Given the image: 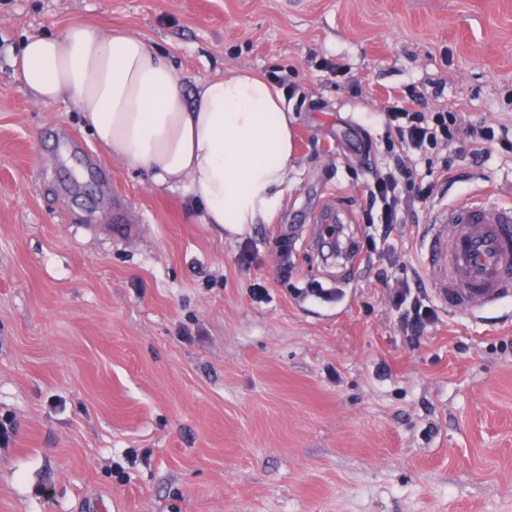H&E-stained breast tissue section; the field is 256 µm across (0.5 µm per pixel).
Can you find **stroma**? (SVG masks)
<instances>
[{
	"mask_svg": "<svg viewBox=\"0 0 512 512\" xmlns=\"http://www.w3.org/2000/svg\"><path fill=\"white\" fill-rule=\"evenodd\" d=\"M73 23L137 32L188 93L229 69L278 84L295 134L278 213L200 223L73 101H34L21 45ZM412 91L512 133V0H0V512H512V295L475 316L430 297L414 340L390 295L427 275L438 208L512 201V152L449 146L387 281L317 244L326 209L364 242L375 115Z\"/></svg>",
	"mask_w": 512,
	"mask_h": 512,
	"instance_id": "35a3bbf8",
	"label": "stroma"
}]
</instances>
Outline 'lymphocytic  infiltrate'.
Returning a JSON list of instances; mask_svg holds the SVG:
<instances>
[{
  "instance_id": "1",
  "label": "lymphocytic infiltrate",
  "mask_w": 512,
  "mask_h": 512,
  "mask_svg": "<svg viewBox=\"0 0 512 512\" xmlns=\"http://www.w3.org/2000/svg\"><path fill=\"white\" fill-rule=\"evenodd\" d=\"M423 94L404 98L388 97L381 117L387 126L384 142L388 164L375 171L365 188L368 209L363 221L374 227L385 247L379 251L380 260L391 261L395 246L388 239L396 224L402 223L405 212L415 203H427L433 193V183L418 180L417 162L447 178L450 166L447 150L458 144L460 153L474 158L487 155L492 146L508 147L512 142L506 135L497 134L493 126L466 120L455 110L421 111ZM393 304L400 314L403 328L411 335H420L436 318L433 307L422 295L412 293L409 285L393 292Z\"/></svg>"
}]
</instances>
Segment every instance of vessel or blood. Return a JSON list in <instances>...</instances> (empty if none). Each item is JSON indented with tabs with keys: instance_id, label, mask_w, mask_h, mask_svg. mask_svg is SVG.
<instances>
[{
	"instance_id": "b4317fda",
	"label": "vessel or blood",
	"mask_w": 512,
	"mask_h": 512,
	"mask_svg": "<svg viewBox=\"0 0 512 512\" xmlns=\"http://www.w3.org/2000/svg\"><path fill=\"white\" fill-rule=\"evenodd\" d=\"M427 250L429 284L450 312L497 307L512 293V203L481 198L439 209Z\"/></svg>"
}]
</instances>
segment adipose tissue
<instances>
[{
  "label": "adipose tissue",
  "mask_w": 512,
  "mask_h": 512,
  "mask_svg": "<svg viewBox=\"0 0 512 512\" xmlns=\"http://www.w3.org/2000/svg\"><path fill=\"white\" fill-rule=\"evenodd\" d=\"M16 66L37 101L73 100L112 157L186 190L204 223L239 234L281 208L294 134L269 80L233 69L199 82L189 99L142 37L80 23L28 37Z\"/></svg>",
  "instance_id": "ef3b65f1"
}]
</instances>
